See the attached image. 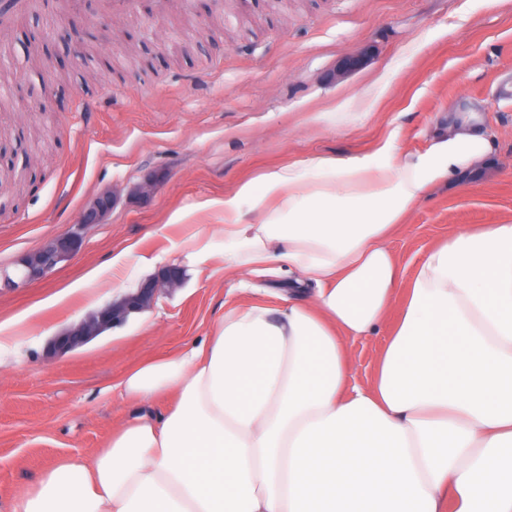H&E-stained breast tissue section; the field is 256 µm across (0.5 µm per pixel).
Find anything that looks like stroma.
<instances>
[{"instance_id": "1", "label": "stroma", "mask_w": 512, "mask_h": 512, "mask_svg": "<svg viewBox=\"0 0 512 512\" xmlns=\"http://www.w3.org/2000/svg\"><path fill=\"white\" fill-rule=\"evenodd\" d=\"M56 11L9 30L4 64L28 89L32 111H0V266L65 234L80 250L46 279L0 288V320L32 309L20 336L0 351V500L32 485L68 456L91 455L131 407L109 391L147 357L210 335L228 308L287 287L280 265L239 274L220 258L193 260L180 241L223 223L200 201L298 159L353 158L394 139L421 153L448 135L452 108L476 104L494 138L495 164L475 180L428 189L391 246L406 273L449 235L512 222V0H144L122 16L124 42L101 37L99 0H80L74 24L43 38ZM50 54L62 77L43 83L34 59ZM355 56L360 66L336 69ZM115 203L99 224H81L104 191ZM183 214L171 223L173 214ZM135 245L140 265L113 270ZM183 272L180 288L63 356L48 344L89 313L134 291L163 267ZM103 276L92 299L34 304L84 268Z\"/></svg>"}]
</instances>
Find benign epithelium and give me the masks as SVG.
<instances>
[{
	"label": "benign epithelium",
	"instance_id": "7a95c632",
	"mask_svg": "<svg viewBox=\"0 0 512 512\" xmlns=\"http://www.w3.org/2000/svg\"><path fill=\"white\" fill-rule=\"evenodd\" d=\"M112 204V194L101 195L85 211L80 224L101 223L112 210ZM80 247L81 238L76 234L55 239L47 246L26 255L20 268L14 272L10 273L1 267L0 287L19 288L43 279L58 263L69 259ZM181 281L182 272L179 268L170 266L164 269L156 277L144 281L136 291L104 305L66 332L55 336L52 340L54 354L63 356L114 325L125 322L130 315L149 308L161 292L179 287Z\"/></svg>",
	"mask_w": 512,
	"mask_h": 512
}]
</instances>
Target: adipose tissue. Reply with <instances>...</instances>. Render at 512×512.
Segmentation results:
<instances>
[{
    "instance_id": "adipose-tissue-1",
    "label": "adipose tissue",
    "mask_w": 512,
    "mask_h": 512,
    "mask_svg": "<svg viewBox=\"0 0 512 512\" xmlns=\"http://www.w3.org/2000/svg\"><path fill=\"white\" fill-rule=\"evenodd\" d=\"M492 149L466 122L422 154L297 160L199 203L224 222L183 250L287 263L278 307L241 303L128 369L120 399L166 413L122 420L5 512H512V223L448 236L408 279L389 246L429 187ZM384 325L359 385L353 345Z\"/></svg>"
}]
</instances>
